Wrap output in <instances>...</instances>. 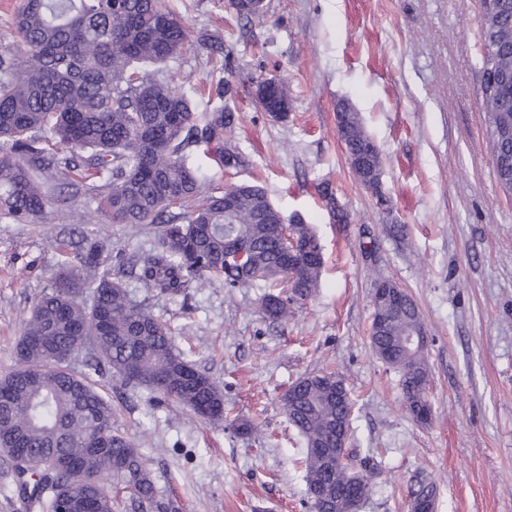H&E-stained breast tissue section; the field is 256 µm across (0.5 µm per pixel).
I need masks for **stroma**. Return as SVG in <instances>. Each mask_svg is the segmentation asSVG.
I'll return each instance as SVG.
<instances>
[{
    "label": "stroma",
    "mask_w": 512,
    "mask_h": 512,
    "mask_svg": "<svg viewBox=\"0 0 512 512\" xmlns=\"http://www.w3.org/2000/svg\"><path fill=\"white\" fill-rule=\"evenodd\" d=\"M231 0H166L187 42L167 62L173 90L199 113L226 106L241 163L198 157L213 185L261 186L286 221L317 233L324 268L288 320L260 311V289L207 282L168 298L125 286L165 321L174 346L224 391L239 436L154 393L107 381L116 426L140 448L166 512H311L306 445L282 398L309 374L333 372L355 399L347 447L380 475L359 512H408L416 480L437 512H512V197L497 183L480 97L478 0H266L237 21ZM288 87V116L256 103L259 81ZM229 86L225 97L219 87ZM349 101L379 145L382 194L353 175L336 133ZM52 209L36 224L0 219V378L35 298L49 291L75 231L113 252L149 249L154 226L113 224L53 173ZM350 215L335 223L325 196ZM404 288L426 334L427 422L405 410L399 372L373 352L376 279Z\"/></svg>",
    "instance_id": "obj_1"
}]
</instances>
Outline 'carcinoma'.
<instances>
[{"mask_svg": "<svg viewBox=\"0 0 512 512\" xmlns=\"http://www.w3.org/2000/svg\"><path fill=\"white\" fill-rule=\"evenodd\" d=\"M508 2V24L491 36L481 30V76H495V89L482 87L493 164L499 185L512 176V0H480L481 9ZM15 48L0 50V217L37 223L53 204L40 176L61 169L74 177L89 203L113 224H158L146 252L129 253L113 264L108 243L82 236L69 244L72 258L56 271L52 289L36 302L18 343L20 366L0 378L11 392L0 406V449L27 450L16 465V489L30 508L58 512L61 501L74 512H115L112 483L142 503L155 489L139 448L114 423L112 400L94 377L110 374L125 386L143 387L189 409L198 417L242 432L224 407L217 381L175 349L168 324L139 314L125 287L133 276L141 287L170 298L201 280H218L232 292L265 289L261 311L286 320L295 303L312 296L323 256L305 262L298 278L285 271L280 210L257 185L203 192L192 161L197 150L230 158L224 145L232 113L215 109L201 122L190 99L167 81L149 79L145 66L158 67L185 44L180 20L161 0H22L14 17ZM347 157L358 156L354 174L365 189L382 197L383 159L359 113L341 106L337 126ZM70 149L61 158L54 146ZM422 324L411 296L403 308L373 328L375 353L397 348L400 336ZM46 336L51 345L34 341ZM96 352L86 371L65 361L87 346ZM410 414L426 401L428 366L416 361L417 378L406 377L396 359ZM333 373L295 381L300 391L284 402L290 425L305 439L302 459L307 488L326 485L342 498L352 467L336 464V433L351 429L354 403L349 391L336 397L325 380ZM375 467L364 463L357 488L365 501Z\"/></svg>", "mask_w": 512, "mask_h": 512, "instance_id": "cac0c4a2", "label": "carcinoma"}]
</instances>
